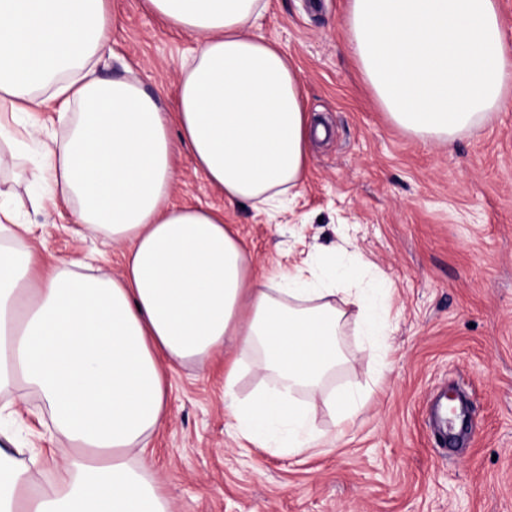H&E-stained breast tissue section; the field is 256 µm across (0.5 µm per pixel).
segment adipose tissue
<instances>
[{
	"label": "adipose tissue",
	"mask_w": 512,
	"mask_h": 512,
	"mask_svg": "<svg viewBox=\"0 0 512 512\" xmlns=\"http://www.w3.org/2000/svg\"><path fill=\"white\" fill-rule=\"evenodd\" d=\"M188 34L176 108L139 82L93 76L112 49L109 0H0V167L30 144L40 161L19 179L38 194L0 199V394L37 397L64 445L51 481L18 462L0 428V512H172L163 488L133 465L134 450L168 421L167 372L237 345L224 363V401L240 436L298 456L333 441L298 391L324 395L338 428L367 396L324 394L346 357V293L362 314L365 354L389 367L382 292L357 271L255 270L224 212L172 202L173 144L226 201L276 207L307 174L325 138L305 109L297 69L256 27L270 0H146ZM347 47L391 120L430 141L457 136L512 105L497 0H347ZM55 105L67 130L10 123ZM64 206L73 224L120 248L119 274H84L79 261L30 238L21 208ZM271 380L236 396L244 365Z\"/></svg>",
	"instance_id": "adipose-tissue-1"
}]
</instances>
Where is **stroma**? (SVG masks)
Returning a JSON list of instances; mask_svg holds the SVG:
<instances>
[{"label": "stroma", "instance_id": "1", "mask_svg": "<svg viewBox=\"0 0 512 512\" xmlns=\"http://www.w3.org/2000/svg\"><path fill=\"white\" fill-rule=\"evenodd\" d=\"M112 56L103 79L133 70L145 90L174 103L191 37L166 31L144 0H111ZM345 0H272L259 28L298 69L313 120L308 176L275 217L225 202L175 145L179 201L223 208L257 268L287 271L326 248L390 290L388 372L362 350L358 308L344 297L339 344L347 361L329 388L371 395L331 448L290 457L252 447L229 427L224 358L171 376L170 420L143 456L174 512H512V107L448 148L397 126L346 47ZM37 224L52 251L121 270L118 249L66 218ZM461 395L471 427L441 446L432 407ZM21 441L53 472L45 415L18 409Z\"/></svg>", "mask_w": 512, "mask_h": 512}]
</instances>
